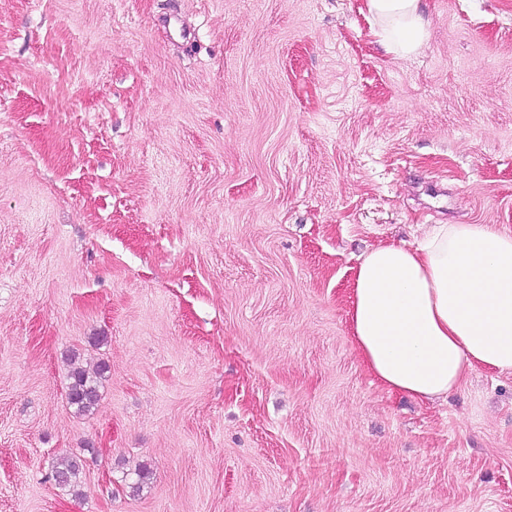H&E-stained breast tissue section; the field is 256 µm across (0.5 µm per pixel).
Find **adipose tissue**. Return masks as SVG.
<instances>
[{
  "mask_svg": "<svg viewBox=\"0 0 512 512\" xmlns=\"http://www.w3.org/2000/svg\"><path fill=\"white\" fill-rule=\"evenodd\" d=\"M420 0H365L388 50L425 43ZM353 344L389 391L447 398L477 366L512 372V233L491 224H436L415 246L381 244L356 270Z\"/></svg>",
  "mask_w": 512,
  "mask_h": 512,
  "instance_id": "ef3b65f1",
  "label": "adipose tissue"
}]
</instances>
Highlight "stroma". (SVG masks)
Listing matches in <instances>:
<instances>
[{"label": "stroma", "instance_id": "35a3bbf8", "mask_svg": "<svg viewBox=\"0 0 512 512\" xmlns=\"http://www.w3.org/2000/svg\"><path fill=\"white\" fill-rule=\"evenodd\" d=\"M422 6L400 57L364 0H0V512H512V373L350 337L367 250L512 232V0ZM104 369L89 372L81 367L70 371L67 399L76 412L86 414L95 408L99 398L101 375ZM81 464L74 458L63 460L54 466L53 478L63 489L77 492L80 484Z\"/></svg>", "mask_w": 512, "mask_h": 512}]
</instances>
